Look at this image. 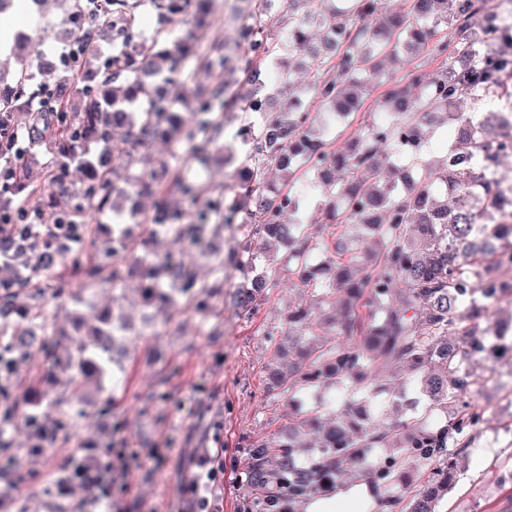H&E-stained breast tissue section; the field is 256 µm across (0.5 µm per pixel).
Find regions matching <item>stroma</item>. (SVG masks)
Segmentation results:
<instances>
[{
    "label": "stroma",
    "instance_id": "35a3bbf8",
    "mask_svg": "<svg viewBox=\"0 0 512 512\" xmlns=\"http://www.w3.org/2000/svg\"><path fill=\"white\" fill-rule=\"evenodd\" d=\"M260 13L258 0H216L200 45L217 41L226 53L241 54V18ZM268 294V302L252 318L230 310L220 323L191 311L170 322L158 315L150 336L142 332L144 311L136 287L128 285L124 313L135 333L124 346L137 356L123 359L120 372L127 382L123 438L139 457L128 467L114 466L113 480L125 491L113 498L108 512H184L189 487L205 468L224 473L223 483L213 489L216 512H243L244 504L259 502V492L245 475V445L273 436L292 412L284 402L273 409L266 405L265 368L279 342L266 329L281 324L288 303L297 297L287 276ZM160 389L169 393L176 410L166 413L149 405V397ZM471 398L487 409L486 429L479 448L460 462L457 488L441 502L439 512H512V466L496 465V451L489 446L496 428L512 420V398L492 384L472 392ZM200 403L221 421L217 435L195 430ZM70 453V446L63 445L46 460L22 456L20 464L32 472L33 481L20 488L0 482V512H58L59 499L44 489Z\"/></svg>",
    "mask_w": 512,
    "mask_h": 512
}]
</instances>
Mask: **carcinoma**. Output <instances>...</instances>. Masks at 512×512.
<instances>
[{
	"label": "carcinoma",
	"mask_w": 512,
	"mask_h": 512,
	"mask_svg": "<svg viewBox=\"0 0 512 512\" xmlns=\"http://www.w3.org/2000/svg\"><path fill=\"white\" fill-rule=\"evenodd\" d=\"M67 2L70 57L45 62L61 79L52 87L36 82L26 53L16 54L10 78L0 74V157L12 172L0 183V481L25 484L29 474L19 469V455L47 457L69 441L83 416L69 411L71 402L86 384L112 377V343L124 330L113 310L90 307L91 324L78 336L46 330L44 308L76 299L64 273L114 294L133 280L146 308L205 311L214 286L182 256L184 247H202L215 276L228 268L241 273L234 307L248 316L283 272L295 278L299 300L283 320L291 355L288 368L270 370L267 406L309 389L323 394L287 430L247 444V477L264 493L263 509L271 512L275 501H309L374 468L383 512H438L455 488L460 455L482 436L486 408L467 399L483 383L472 357L512 358V338L495 335L489 322L488 302L505 284L484 263L488 254L512 253V223H501L512 197L495 187L500 140L512 122V25L478 32L475 20L488 0H407L404 10L390 0H286V12L273 17L279 35L262 20L245 25V55L224 58V78L197 94L185 67L210 64L198 34L215 0H150L163 24L190 25L177 39L163 26L149 37L134 31L140 0ZM314 27L325 29L319 43L311 38ZM109 36L116 50L105 54L101 44ZM419 48L439 61L432 77L412 66L399 77L381 69L382 58L402 59ZM297 51L308 58L306 89L320 110L355 117L384 85V121L358 125L337 148L332 124L315 127L299 98L272 110L262 69L277 70L290 87L288 56ZM236 71L246 74L248 92L230 78ZM245 96L260 116L248 123V151L232 184L209 188L190 172L215 152L224 153V163L233 161L219 141ZM75 98L85 102L83 111H72ZM178 99L191 105L190 117L178 114ZM465 101L493 111H456ZM29 107L58 159L43 183L32 186L30 142L14 136L17 111ZM447 120L458 124V141L433 159L431 137ZM157 141L172 146L175 165L119 184L116 168ZM72 162L83 169L79 187L70 181ZM272 169L288 173L280 197L267 192ZM26 186L38 207L57 217L51 230L15 223L13 195ZM308 190L321 196L316 231L275 221L283 204L296 210L299 192ZM133 194L153 199L143 237L131 239L119 224L100 236L91 226L95 214L126 212ZM244 212L243 239L226 252L210 250L207 240L239 229ZM349 224L363 226L382 248L351 253L343 239ZM70 229L78 235L75 248L61 253L55 237ZM162 236L176 248L159 255L148 244ZM270 241L287 249L288 267L268 256ZM325 325L333 338L306 340ZM33 356L37 374L24 386L16 372ZM392 366L407 370L428 403L421 411L412 401L406 419L385 423L377 405L397 396L384 379ZM60 375L69 383L62 392ZM121 407L113 390L91 413L117 435L124 429ZM21 420L31 433L23 450L13 438ZM306 431L318 432L320 441L301 456L295 448ZM127 457L121 441L78 440L54 485L61 512H79L66 501L73 484L88 499H112L110 459Z\"/></svg>",
	"instance_id": "1"
}]
</instances>
